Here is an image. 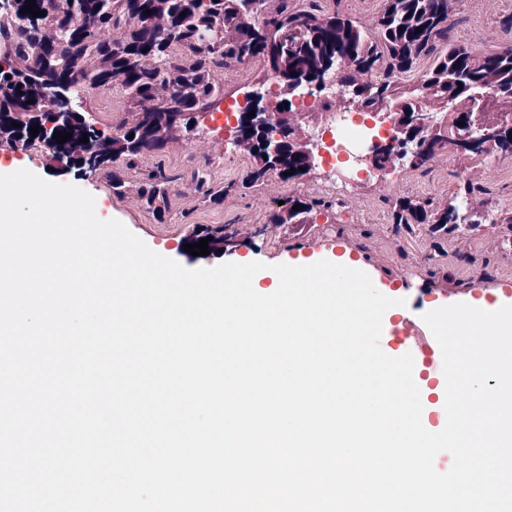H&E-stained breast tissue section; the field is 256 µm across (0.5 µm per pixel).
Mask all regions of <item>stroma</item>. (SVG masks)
Instances as JSON below:
<instances>
[{"mask_svg":"<svg viewBox=\"0 0 512 512\" xmlns=\"http://www.w3.org/2000/svg\"><path fill=\"white\" fill-rule=\"evenodd\" d=\"M384 4L385 0H320L325 12L355 20L370 33ZM449 4L455 43L475 53L512 48V27L504 23L512 15V0H449ZM78 100L105 133H112L129 118L120 86L107 91L84 88ZM23 157L28 170L91 194L109 218L121 221L152 250L188 269L212 268L245 256L274 265L300 256L322 260L345 252L352 260L365 262L376 285L393 291L420 289L426 291L428 300L441 302L447 301L452 289L494 301L507 276L512 275V246L507 243L512 232L504 219L505 213L512 212L510 155L495 154L476 163L445 153L418 169L395 164L385 180L354 184L341 203L316 208L304 224H272L268 218L276 198L296 190L313 194L322 163H315L297 184L272 176L261 186L242 188L249 156L234 148L220 112L212 118H199L194 129L162 150L144 153L130 171L119 160L90 174L60 163L46 150L27 151ZM159 166L181 176L165 217L149 210L136 190L121 197L113 195V172L125 171L127 179L136 183L142 173ZM204 170L209 171L213 186H227L223 198L208 200L192 180V172ZM463 179L483 188L482 195L471 203L479 225L460 232L449 243L447 259L436 257L424 232L407 239L396 234L389 210L397 198L413 196L443 205ZM225 225L234 234L227 251L215 248L205 256L185 252V245L198 236Z\"/></svg>","mask_w":512,"mask_h":512,"instance_id":"35a3bbf8","label":"stroma"}]
</instances>
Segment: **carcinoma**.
I'll list each match as a JSON object with an SVG mask.
<instances>
[{"label":"carcinoma","mask_w":512,"mask_h":512,"mask_svg":"<svg viewBox=\"0 0 512 512\" xmlns=\"http://www.w3.org/2000/svg\"><path fill=\"white\" fill-rule=\"evenodd\" d=\"M296 7L294 0H32L56 25V36L41 44L42 18L29 13L0 19V41L9 48L0 70V113L17 117L35 111L30 100L46 80L69 82L74 87L107 90L118 82L127 97L131 119L114 135L99 132L98 156L87 168L93 173L116 158L132 169L145 151L161 149L174 133L189 128L192 115L217 105L222 91L212 82L214 71L228 65L262 63L265 77L280 83L299 79L321 81L334 73L349 85L357 99L373 111L382 105L393 110L407 126L403 145L416 146L424 166L456 146L460 157L482 162L491 153L512 155V49L475 55L448 42V0H386L376 31L367 33L349 18L325 13L318 0ZM151 14H145V11ZM215 25L227 32L218 45L202 41L201 33ZM123 27L126 37L109 43L100 39L108 28ZM154 61L149 67L146 61ZM369 73L374 80L357 81ZM415 89L400 90L404 78ZM456 111L432 117L426 130L411 126L421 109L418 88ZM476 87L491 90L488 99L473 106L469 93ZM496 125L498 138L488 148L463 145L458 136L469 125ZM243 147L252 158L243 187L260 186L275 175L297 182L312 170L311 156L297 141L292 127L280 125V151L272 157L259 133L242 122L238 127ZM304 171H299V168ZM293 174H288L290 169ZM178 178L162 169L141 178L137 192L146 206L163 216ZM270 215L272 224H304L306 215L326 201L293 192L282 197ZM300 205L296 211L294 205ZM457 207L436 206L416 197H400L391 207L390 221L408 234L415 226L429 235L459 231Z\"/></svg>","instance_id":"1"}]
</instances>
